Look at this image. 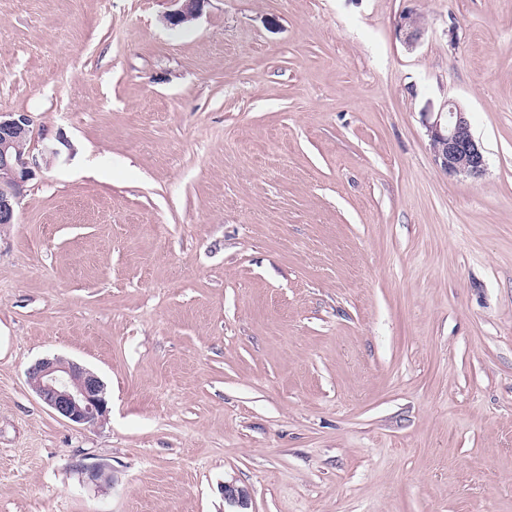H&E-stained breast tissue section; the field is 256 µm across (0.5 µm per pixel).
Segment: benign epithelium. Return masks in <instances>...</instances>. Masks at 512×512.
Wrapping results in <instances>:
<instances>
[{
    "mask_svg": "<svg viewBox=\"0 0 512 512\" xmlns=\"http://www.w3.org/2000/svg\"><path fill=\"white\" fill-rule=\"evenodd\" d=\"M178 8L167 15L177 27L194 20L204 0H172ZM396 31L408 48L415 47L425 28L413 11L401 13ZM32 117L27 112H0V224L14 221L21 188L35 176L37 160L23 148L29 140ZM424 126L436 164L450 176L479 179L486 172V158L471 131L467 112L450 101L446 110L424 113ZM28 383L60 418L84 427L100 425L108 414L105 385L85 366L61 356L41 359L28 369ZM86 481L102 490L112 475L101 464L84 468Z\"/></svg>",
    "mask_w": 512,
    "mask_h": 512,
    "instance_id": "benign-epithelium-1",
    "label": "benign epithelium"
}]
</instances>
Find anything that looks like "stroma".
Instances as JSON below:
<instances>
[{
    "mask_svg": "<svg viewBox=\"0 0 512 512\" xmlns=\"http://www.w3.org/2000/svg\"><path fill=\"white\" fill-rule=\"evenodd\" d=\"M173 8L0 0L39 162L0 224V512H512V0ZM451 99L480 180L434 162ZM56 355L103 425L33 391ZM172 2L179 6L167 15V22L171 26L177 27L194 20L204 0H172ZM396 31L402 35L404 44L412 49L422 38L425 28L421 17L413 11L401 13L396 21ZM28 383L60 418L84 427L100 425L108 414L105 385L85 366L61 356L41 359L28 369Z\"/></svg>",
    "mask_w": 512,
    "mask_h": 512,
    "instance_id": "35a3bbf8",
    "label": "stroma"
}]
</instances>
